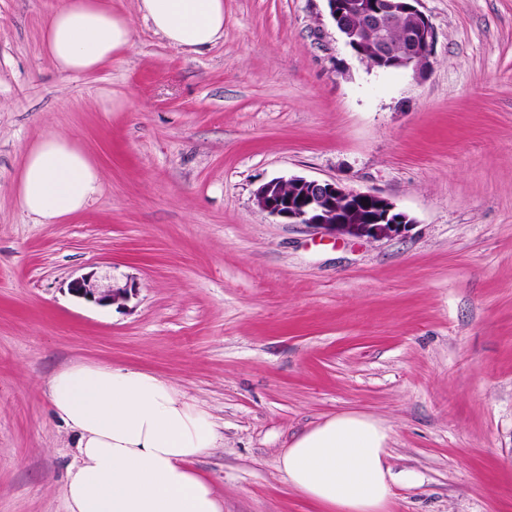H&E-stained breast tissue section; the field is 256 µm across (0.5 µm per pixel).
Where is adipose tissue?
Here are the masks:
<instances>
[{
	"mask_svg": "<svg viewBox=\"0 0 512 512\" xmlns=\"http://www.w3.org/2000/svg\"><path fill=\"white\" fill-rule=\"evenodd\" d=\"M153 32L180 52L224 36V0H138ZM133 19L112 0H66L43 33L60 73H90L130 50ZM102 190L98 167L76 140L44 136L25 150L17 202L45 224L84 210ZM54 414L78 436L79 461L64 487L67 512H224L192 462L217 447L211 416L146 371L79 363L49 381ZM390 429L342 412L296 435L279 456L288 485L320 512H388L393 487Z\"/></svg>",
	"mask_w": 512,
	"mask_h": 512,
	"instance_id": "1",
	"label": "adipose tissue"
}]
</instances>
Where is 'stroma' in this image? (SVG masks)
Here are the masks:
<instances>
[{"label":"stroma","mask_w":512,"mask_h":512,"mask_svg":"<svg viewBox=\"0 0 512 512\" xmlns=\"http://www.w3.org/2000/svg\"><path fill=\"white\" fill-rule=\"evenodd\" d=\"M65 0H0V512H66L76 438L48 381L78 362L170 381L224 435L195 469L224 512H319L277 459L358 411L391 430L389 512H512V0H421L430 62L352 54L325 0H224V37L59 74ZM75 138L102 192L60 224L15 197L25 149ZM301 176L388 197L401 237L281 224L260 185ZM132 286L102 307L69 283Z\"/></svg>","instance_id":"35a3bbf8"}]
</instances>
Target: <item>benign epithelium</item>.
Returning a JSON list of instances; mask_svg holds the SVG:
<instances>
[{"instance_id": "obj_1", "label": "benign epithelium", "mask_w": 512, "mask_h": 512, "mask_svg": "<svg viewBox=\"0 0 512 512\" xmlns=\"http://www.w3.org/2000/svg\"><path fill=\"white\" fill-rule=\"evenodd\" d=\"M421 0H382L368 5L360 13L358 27L337 26L346 46L370 42L377 61L389 60L404 69L427 64L434 54L435 28L419 9ZM403 14L413 23L400 38L391 39L389 32ZM257 206L282 224H303L320 233L350 235L382 240L402 236L413 224L409 216L396 209L394 203L376 191H357L342 183L307 179L301 176L275 178L262 184L255 193ZM375 204V213L362 220L336 218V204ZM88 273L73 279L68 290L76 297L99 306H111L128 299L131 289L101 288Z\"/></svg>"}]
</instances>
